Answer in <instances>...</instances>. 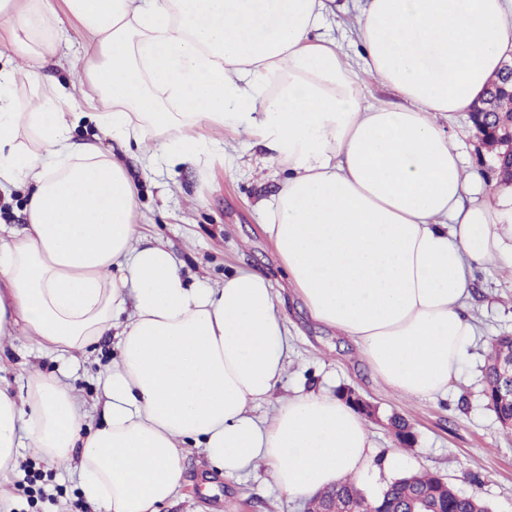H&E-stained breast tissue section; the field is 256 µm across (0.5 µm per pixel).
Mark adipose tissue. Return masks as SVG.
<instances>
[{
  "instance_id": "adipose-tissue-1",
  "label": "adipose tissue",
  "mask_w": 512,
  "mask_h": 512,
  "mask_svg": "<svg viewBox=\"0 0 512 512\" xmlns=\"http://www.w3.org/2000/svg\"><path fill=\"white\" fill-rule=\"evenodd\" d=\"M0 0L24 67L0 71V195L26 189V224L0 239V338L66 357L115 334L119 355L87 426L66 369L0 383V476L32 448L75 469L92 512H158L184 482L185 446L225 474L258 468L305 497L377 465L363 417L307 392L256 404L281 383L290 344L266 277L189 283L131 221L138 187L100 134L155 157L198 161L259 136L289 176L264 233L311 317L353 341L377 383L444 395L477 328L474 266L512 250V194L478 200L442 118L468 111L512 56V0H363L354 67L313 39L327 0ZM82 61L54 55L66 21ZM69 85L41 95L49 63ZM392 99L368 102L366 82ZM36 89L20 105L17 88ZM100 111L74 109L76 97ZM89 121L94 135L72 132Z\"/></svg>"
}]
</instances>
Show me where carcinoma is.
Listing matches in <instances>:
<instances>
[{"instance_id":"cac0c4a2","label":"carcinoma","mask_w":512,"mask_h":512,"mask_svg":"<svg viewBox=\"0 0 512 512\" xmlns=\"http://www.w3.org/2000/svg\"><path fill=\"white\" fill-rule=\"evenodd\" d=\"M512 358V335L493 339L488 352L489 363L484 366V397L506 431H512V389L491 361ZM337 396L366 418L376 415V407L353 390L341 388ZM399 445L408 447L414 440L412 425L403 417H388ZM336 495L338 512H425L430 506L436 512H490L489 505L475 493H466L437 474L416 472L389 483L382 493L368 498L357 484L344 480L331 488Z\"/></svg>"}]
</instances>
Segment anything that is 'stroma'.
<instances>
[{
  "label": "stroma",
  "mask_w": 512,
  "mask_h": 512,
  "mask_svg": "<svg viewBox=\"0 0 512 512\" xmlns=\"http://www.w3.org/2000/svg\"><path fill=\"white\" fill-rule=\"evenodd\" d=\"M336 15L321 33L336 41L350 59H358L354 35V0H336ZM458 138L466 165L479 170L484 184L497 182L493 154L477 138L467 113L444 120ZM223 162L202 165L149 161L139 149L102 137L139 185L134 223L151 241L173 251L190 282L223 280L240 267L259 270L279 293L291 351L275 397L287 398L309 390L335 394L354 389L378 410L368 431L378 454L399 449L400 469L379 471L359 479L366 496H377L386 484L406 472L428 471L465 492L477 493L492 512H512V435L505 433L483 396V366L491 339L512 333V256L503 255L475 272L466 312L477 326L461 374L447 398L406 399L384 389L372 378L352 341L309 318L287 286L285 270L262 231L263 201L275 195L287 172L265 161L264 152L244 133L224 130ZM114 338H104L94 350L72 360L70 386L88 401L99 394L104 368L116 360ZM55 355L33 350L25 337L0 339V374L18 381L31 368L55 370ZM405 416L415 442L398 447L387 426L392 414ZM187 482L173 502L158 512H305V499L281 494L265 471L220 475L198 449H190ZM0 512H90L79 489L77 471L54 468L23 449L13 472L0 479Z\"/></svg>",
  "instance_id": "stroma-1"
}]
</instances>
